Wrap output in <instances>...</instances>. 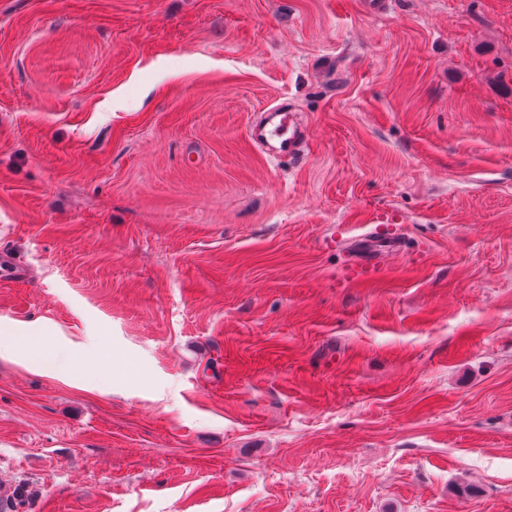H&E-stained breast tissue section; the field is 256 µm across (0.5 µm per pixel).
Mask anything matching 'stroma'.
Listing matches in <instances>:
<instances>
[{
	"mask_svg": "<svg viewBox=\"0 0 512 512\" xmlns=\"http://www.w3.org/2000/svg\"><path fill=\"white\" fill-rule=\"evenodd\" d=\"M372 224L405 250L355 282ZM33 322L6 512H512V0H0ZM294 115L275 107L264 113L261 123L249 130L253 142L265 146L274 157L291 158L303 150L307 133L294 121Z\"/></svg>",
	"mask_w": 512,
	"mask_h": 512,
	"instance_id": "stroma-1",
	"label": "stroma"
}]
</instances>
